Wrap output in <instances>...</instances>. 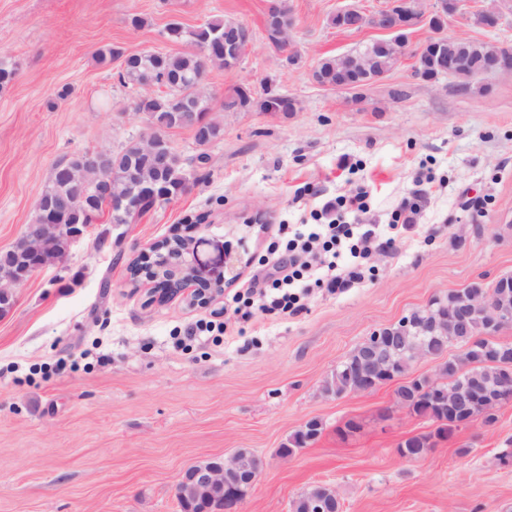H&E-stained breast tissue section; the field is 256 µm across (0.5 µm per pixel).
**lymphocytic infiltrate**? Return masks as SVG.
Masks as SVG:
<instances>
[{"instance_id": "lymphocytic-infiltrate-1", "label": "lymphocytic infiltrate", "mask_w": 512, "mask_h": 512, "mask_svg": "<svg viewBox=\"0 0 512 512\" xmlns=\"http://www.w3.org/2000/svg\"><path fill=\"white\" fill-rule=\"evenodd\" d=\"M417 188L411 197L403 199L392 211L389 236L386 247H393L403 237L410 224H413L424 203L432 193V180L421 176L416 181ZM367 193L359 191L355 195L339 199L336 214L328 223L315 225L310 232L289 229L281 225L284 232V250L281 258L265 274L261 282L248 288V295L258 296L266 311L277 310L283 313L300 311V297L290 290L294 282L304 278L313 279L315 285L330 289L347 288L361 278L360 262L369 258L377 244L372 230L354 235L353 226L345 221L348 213H362L367 208ZM348 246L356 263L344 273L337 272L335 257L341 246Z\"/></svg>"}]
</instances>
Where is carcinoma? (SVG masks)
I'll list each match as a JSON object with an SVG mask.
<instances>
[{
    "mask_svg": "<svg viewBox=\"0 0 512 512\" xmlns=\"http://www.w3.org/2000/svg\"><path fill=\"white\" fill-rule=\"evenodd\" d=\"M228 24L227 20L212 19L193 30H187L180 23L172 22L166 28L168 37L173 41L186 39L197 50L174 54L143 52L132 57L130 65L119 72V81L125 87H137L153 81L167 88L162 97L145 105L152 132L161 136L160 149H168L166 130L174 126L188 127L195 131L199 125H204L207 137L203 139L195 136L196 143L201 147L224 136V126L208 117L211 106L204 92L208 72L204 56L199 50L205 47L216 51L224 47V29ZM335 77V59L332 57L323 59L314 71V78L320 83L331 82ZM253 103V95L238 86L232 94L224 97L222 110L243 112L250 109ZM85 154L87 151H79L56 163L40 194L43 200H72L70 209L61 210L58 220L60 224H94L105 212L109 214V221L112 223L121 221L131 224L156 209L159 206L157 200L139 195L134 190L128 176V170L133 165L139 168L142 179L158 181L163 185L164 196L168 202L185 194L198 180V168L182 159L177 152H172L166 166L158 169L144 152L143 140L131 139L120 150L112 151L108 155L111 191L109 198L105 199L98 196L95 189L85 181ZM25 246L26 240L22 236L9 249L0 251V268L14 267L20 280L24 282L29 279L23 256ZM67 249L66 232L48 234L43 239L40 262L46 265L54 263L64 257ZM482 289L489 292L492 287L486 288L480 283H473L460 292L448 293L435 308L425 306L412 311L405 316L411 324L410 331L406 334L401 333L397 326L383 328L381 351L388 361L385 379L397 380L408 372L410 351L437 358L454 345L458 352L448 355V359L438 368L436 380L443 391L461 397L472 383L481 381L498 388L501 394L512 397V380H500L499 367L496 364L503 349L506 350L508 359L512 360V345L493 340L498 329L490 325L483 316L474 315L470 319L471 333L481 336V340L474 343L469 336L456 335L451 321L448 322V334L445 336L434 335L424 329L426 322L440 310L445 316L452 317L451 305L460 294ZM363 349L364 344H358L337 365L322 385L324 394L337 397L347 392L353 380L351 368L358 362ZM427 386L428 380L424 376L419 378V383L401 385L399 389L408 399L411 414L437 424L436 437L449 439L458 430L459 418L448 413V401L441 402L430 398L425 392ZM499 404V400H480L471 406L470 412L493 424L497 421L494 407ZM321 432L322 423L319 420L307 421L289 435L287 443L281 446L282 455L289 456L294 450L314 443ZM427 447V435L419 434L401 443L398 452L416 457L422 455ZM322 497L334 499L336 493L328 485H314L293 501L292 512H308L310 502Z\"/></svg>",
    "mask_w": 512,
    "mask_h": 512,
    "instance_id": "cac0c4a2",
    "label": "carcinoma"
}]
</instances>
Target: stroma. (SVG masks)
<instances>
[{
  "label": "stroma",
  "instance_id": "35a3bbf8",
  "mask_svg": "<svg viewBox=\"0 0 512 512\" xmlns=\"http://www.w3.org/2000/svg\"><path fill=\"white\" fill-rule=\"evenodd\" d=\"M272 0H0V58L16 69L0 88V250L35 219L54 165L85 149H117L148 132L135 114L137 89L118 65H98L104 46L124 54L177 53L179 21L194 29L220 18L248 26L254 42L238 66L213 67L207 93L224 136L183 196L132 224L100 218L67 256L16 290L0 317V512H180L176 485L200 460L241 449L264 468L241 512H291L316 484L335 489L341 512H512V468L496 455L512 440V403L489 428L461 429L419 458L406 438L432 431L403 411L385 417L393 384L367 394L325 395L324 379L363 340L436 296L512 274V75L429 83L406 58L354 104L311 73L327 56L379 38L340 32L336 10H373L385 0H287L294 25L288 64L269 43ZM145 24L134 27L133 17ZM462 35L512 48V8L487 31L468 14ZM293 97L297 110L225 112L233 88ZM437 183L397 248L376 251L374 271L346 290H316L297 315L261 312L230 320L224 341L177 344L198 321H219L234 296L261 279L282 224L364 189L367 216L386 231L419 173ZM205 217L208 228L195 232ZM195 237L196 274L212 279L224 257L238 279L211 305L189 292L156 299L132 283L130 262L154 261L153 243ZM318 440L284 457L304 422ZM360 428L344 437L348 420Z\"/></svg>",
  "mask_w": 512,
  "mask_h": 512
}]
</instances>
